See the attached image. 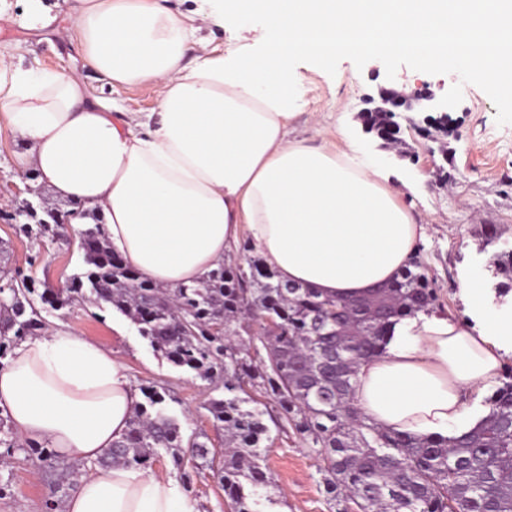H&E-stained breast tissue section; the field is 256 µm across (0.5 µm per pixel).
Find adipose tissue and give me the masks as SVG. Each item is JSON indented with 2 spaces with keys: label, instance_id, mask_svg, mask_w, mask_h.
<instances>
[{
  "label": "adipose tissue",
  "instance_id": "ef3b65f1",
  "mask_svg": "<svg viewBox=\"0 0 512 512\" xmlns=\"http://www.w3.org/2000/svg\"><path fill=\"white\" fill-rule=\"evenodd\" d=\"M70 10L84 57L112 85L157 86L152 111L112 113L77 74L0 60V113L29 143L22 169L73 202L69 224L100 218L113 251L170 288L201 280L246 237L281 280L354 299L392 281L426 237L383 157L293 137L296 58L405 54L418 71L449 65L512 98V0H199L188 13L166 0H73ZM258 14L260 50L199 48L197 21L243 28ZM461 299L468 319L417 312L362 361L354 402L377 426L453 438L488 414L470 398L499 384L512 355V300L478 272ZM139 404L123 362L70 329L19 343L0 368L16 434L95 465L64 512H199L176 479L97 466Z\"/></svg>",
  "mask_w": 512,
  "mask_h": 512
}]
</instances>
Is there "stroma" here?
I'll use <instances>...</instances> for the list:
<instances>
[{
  "label": "stroma",
  "mask_w": 512,
  "mask_h": 512,
  "mask_svg": "<svg viewBox=\"0 0 512 512\" xmlns=\"http://www.w3.org/2000/svg\"><path fill=\"white\" fill-rule=\"evenodd\" d=\"M69 3L57 0L53 22L41 27L29 22L24 0H0V57L26 70L77 72L88 93L115 111H152L156 85L115 87L90 67L80 51ZM295 65L303 77V95L294 131L313 145L341 148L352 138L379 150V140L362 129L360 111L367 99L379 98L383 90L407 94L424 85L436 97H453L452 121L444 131L432 126L417 130L422 114L400 111L405 153L391 150L387 157L415 183L414 193L403 203L428 223L418 247L436 288L439 312L466 319L463 269L494 271V248L486 244L481 226L497 225L503 239L512 241V100L450 67L418 72L404 55L386 61L347 51L323 62L299 58ZM25 149L18 134L0 121V269L58 289L80 272L83 250L75 237L28 236L11 221V214L29 199L18 164ZM41 315L45 329L62 324L111 351L125 364L134 387L165 389L164 411L179 424L183 440L203 437L209 447L223 450L224 435L214 429L207 409L210 399L223 397V381L174 367L140 336L131 320L110 308L45 304ZM263 457L270 481L255 491L258 512H332L320 461L302 436L271 430ZM90 470V464L57 455L44 462L28 442L13 438L11 447L0 451V512H46L48 503L64 504ZM151 470L161 478L189 473L184 488L200 512H232L212 469H195L188 459L179 470L163 453Z\"/></svg>",
  "instance_id": "1"
}]
</instances>
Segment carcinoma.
Instances as JSON below:
<instances>
[{
    "label": "carcinoma",
    "mask_w": 512,
    "mask_h": 512,
    "mask_svg": "<svg viewBox=\"0 0 512 512\" xmlns=\"http://www.w3.org/2000/svg\"><path fill=\"white\" fill-rule=\"evenodd\" d=\"M29 235H56L60 220L41 209ZM96 246L84 252L82 271L64 290L38 291L22 277L3 283L0 337L35 335L42 322L34 297L52 306L90 294L138 325L141 336L172 364L205 379L224 378V397L211 399L213 427L224 431V466L217 477L234 512H255L247 487L268 482L261 444L268 439L264 411L246 404V387L279 409V426L294 428L321 459L324 486L336 512H512V366L484 400L488 415L452 440L417 438L384 430L366 420L353 402V380L361 360L385 350L392 326L437 301L425 267L414 257L393 281L352 304L322 296L301 284L286 288L262 259L224 264L203 280L163 289L143 275L110 262L102 224L86 227ZM498 284L512 290V248L495 254ZM279 336H254L267 317ZM224 322L229 335L213 331ZM124 437L99 458L102 466H148L160 451L182 466L179 425L164 412L166 392L142 389Z\"/></svg>",
    "instance_id": "cac0c4a2"
}]
</instances>
